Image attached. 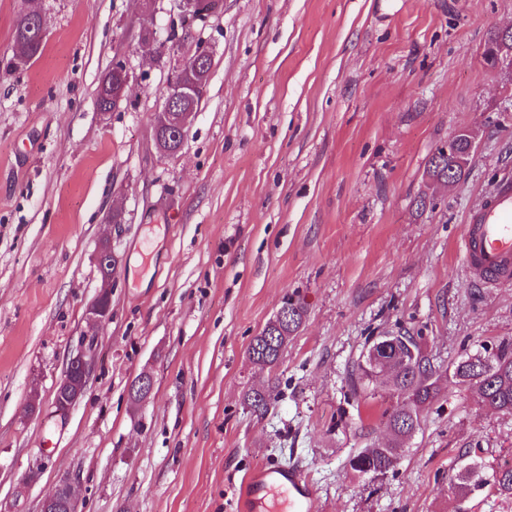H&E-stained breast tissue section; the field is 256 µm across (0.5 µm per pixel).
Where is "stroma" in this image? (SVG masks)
I'll return each mask as SVG.
<instances>
[{"mask_svg":"<svg viewBox=\"0 0 512 512\" xmlns=\"http://www.w3.org/2000/svg\"><path fill=\"white\" fill-rule=\"evenodd\" d=\"M37 2L43 52L12 70L24 0H0V512H40L63 477L78 512H239L243 480L274 464L312 484L310 512H512L487 488L448 493L462 454L512 463V417L453 384L393 471L346 465L384 446L396 403L350 380L367 337L408 329L445 364L512 338V287L475 283L459 251L512 171V83L483 62L512 0H223L188 24L177 0ZM198 42L208 92L165 156L154 114ZM119 60L134 83L103 114ZM460 129L478 135L466 176L418 210L429 156ZM105 240L112 315L95 324ZM289 294L306 321L260 369L250 341ZM84 342L86 392L58 414ZM271 377L282 394L255 416L243 395Z\"/></svg>","mask_w":512,"mask_h":512,"instance_id":"stroma-1","label":"stroma"}]
</instances>
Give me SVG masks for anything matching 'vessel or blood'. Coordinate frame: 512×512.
I'll use <instances>...</instances> for the list:
<instances>
[{
	"mask_svg": "<svg viewBox=\"0 0 512 512\" xmlns=\"http://www.w3.org/2000/svg\"><path fill=\"white\" fill-rule=\"evenodd\" d=\"M463 261L475 275L488 283H512L511 174L499 178L490 201L469 214ZM280 489L288 492V512H307L310 486L300 472L285 467L264 468L248 479L243 487L246 512H272L267 500Z\"/></svg>",
	"mask_w": 512,
	"mask_h": 512,
	"instance_id": "vessel-or-blood-1",
	"label": "vessel or blood"
}]
</instances>
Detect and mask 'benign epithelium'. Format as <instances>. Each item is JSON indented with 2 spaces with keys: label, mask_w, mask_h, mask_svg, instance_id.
Segmentation results:
<instances>
[{
  "label": "benign epithelium",
  "mask_w": 512,
  "mask_h": 512,
  "mask_svg": "<svg viewBox=\"0 0 512 512\" xmlns=\"http://www.w3.org/2000/svg\"><path fill=\"white\" fill-rule=\"evenodd\" d=\"M182 18L187 22L204 21L216 14L219 7L212 5L209 0H178ZM490 58L492 71L501 74L512 82V28L499 30V45L486 51ZM213 49L206 43H198L194 51L183 57L178 66L180 78L172 82L168 96L162 109L154 117V131L161 129L171 134L178 141L177 151H170L164 146V140L153 136L155 148L166 156H174L182 151L187 135L185 120L190 105L205 97L207 85L189 76L186 65L190 62L198 70L211 68ZM117 80L112 85L113 106L126 98V89L131 86L132 76L125 62H116L112 68ZM95 263L100 272V285L94 299L86 309V318L91 322H102L112 314V286L115 273L112 268L117 266V259L108 241L102 242L95 254ZM92 361L87 352L83 351L68 363L65 375L57 386L54 403L58 413L65 414L85 394L91 372ZM41 512H77V501L73 497L71 481L64 478L52 495L45 498L41 504Z\"/></svg>",
  "instance_id": "7a95c632"
}]
</instances>
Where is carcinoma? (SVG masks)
<instances>
[{"label": "carcinoma", "mask_w": 512, "mask_h": 512, "mask_svg": "<svg viewBox=\"0 0 512 512\" xmlns=\"http://www.w3.org/2000/svg\"><path fill=\"white\" fill-rule=\"evenodd\" d=\"M39 21L36 16L20 15L14 28V42L26 52L27 61L37 58L44 49V40L38 37ZM116 80L113 72H107L97 90V106L112 109L110 100L112 83ZM455 174L462 180L464 171L459 164L448 159L440 150H435L428 159L425 177L432 187L448 183V175ZM282 308L288 311V319L278 324L268 321L265 327L254 336L248 347L249 359L262 369H272L279 362L288 339L303 324L306 308L292 297L284 298ZM405 361L391 371L384 372L373 366L371 354L366 353L357 364L361 386L383 385L390 391L402 394L403 400L386 412V426L391 438L383 448H361L354 451L347 464L360 475H385L394 470L405 452L406 443L421 429L424 411L448 393V383L452 382L467 391L475 393L477 404L502 416H512V340H502L493 347V352L483 346L465 354L441 368L431 362L423 352L418 337L409 332L390 335ZM278 385L269 380L250 388L244 395V403L257 415H265L278 397ZM476 461L463 456L452 466L457 478L448 484V493L465 498L474 491L486 487L497 495L512 498V465L506 463L490 471L472 477V467Z\"/></svg>", "instance_id": "carcinoma-1"}]
</instances>
